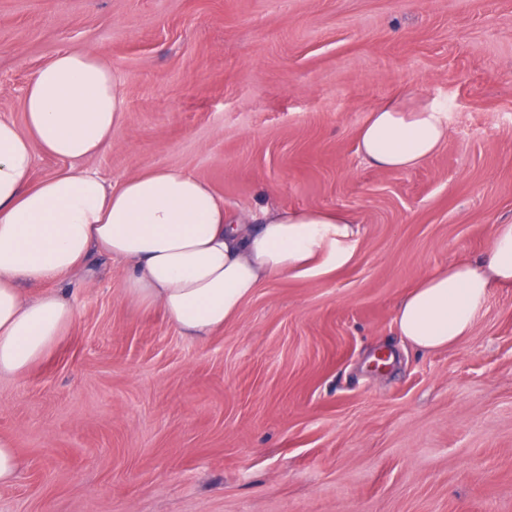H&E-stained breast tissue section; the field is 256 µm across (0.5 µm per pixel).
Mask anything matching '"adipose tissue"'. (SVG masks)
Returning a JSON list of instances; mask_svg holds the SVG:
<instances>
[{"label": "adipose tissue", "mask_w": 512, "mask_h": 512, "mask_svg": "<svg viewBox=\"0 0 512 512\" xmlns=\"http://www.w3.org/2000/svg\"><path fill=\"white\" fill-rule=\"evenodd\" d=\"M24 112V127L0 120V374L27 373L73 322L59 294L29 299L23 284L62 280L91 252L128 264L125 302L160 308L198 339L223 329L263 282L327 274L356 255L358 226L342 210L266 207L252 222L188 172L146 170L113 183L82 168L125 118L116 74L94 52L62 51L43 65ZM447 138V113L395 96L369 113L358 145L369 166L408 170ZM38 150L69 169L33 181ZM510 287L512 224H498L484 258L424 277L394 321L414 346L442 350L471 336L490 294Z\"/></svg>", "instance_id": "adipose-tissue-1"}]
</instances>
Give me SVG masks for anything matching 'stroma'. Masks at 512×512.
<instances>
[{"instance_id":"obj_1","label":"stroma","mask_w":512,"mask_h":512,"mask_svg":"<svg viewBox=\"0 0 512 512\" xmlns=\"http://www.w3.org/2000/svg\"><path fill=\"white\" fill-rule=\"evenodd\" d=\"M115 71L125 109L87 160L109 181H207L232 213L349 212L353 261L257 288L206 339L123 302L95 254L59 282L67 335L0 375L22 461L0 512H512V288L435 352L398 335L423 277L512 221V0H0V119L61 51ZM407 91L448 114L423 165L358 152Z\"/></svg>"}]
</instances>
